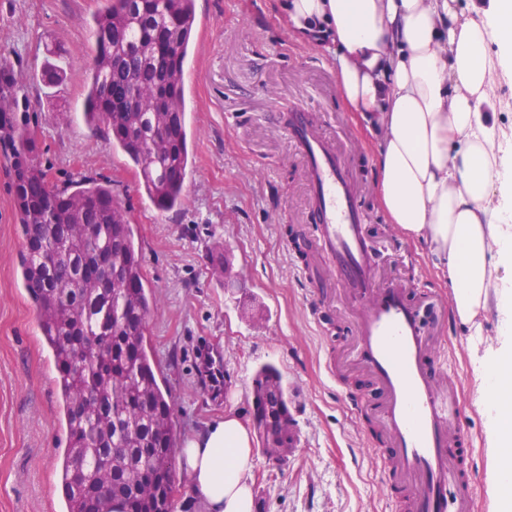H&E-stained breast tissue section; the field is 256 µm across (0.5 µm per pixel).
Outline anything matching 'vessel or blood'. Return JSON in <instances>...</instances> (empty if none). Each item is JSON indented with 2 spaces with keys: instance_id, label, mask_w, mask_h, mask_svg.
<instances>
[{
  "instance_id": "obj_1",
  "label": "vessel or blood",
  "mask_w": 512,
  "mask_h": 512,
  "mask_svg": "<svg viewBox=\"0 0 512 512\" xmlns=\"http://www.w3.org/2000/svg\"><path fill=\"white\" fill-rule=\"evenodd\" d=\"M288 134L304 158L311 207L330 283L360 305L358 359L385 393L381 413L391 451L382 471L405 512H469L477 476L466 462L470 433L454 392L442 391L408 294L376 282L372 248L344 164L312 128L306 112L288 116ZM196 364L210 374V395L224 397V353L206 347Z\"/></svg>"
}]
</instances>
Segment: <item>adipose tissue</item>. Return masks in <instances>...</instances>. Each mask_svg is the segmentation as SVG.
<instances>
[{
    "label": "adipose tissue",
    "instance_id": "ef3b65f1",
    "mask_svg": "<svg viewBox=\"0 0 512 512\" xmlns=\"http://www.w3.org/2000/svg\"><path fill=\"white\" fill-rule=\"evenodd\" d=\"M321 34L344 99L374 137L376 195L452 289L450 318L498 336L473 354L498 512H512V139L496 146L494 76L512 78V0L485 17L456 0H286ZM184 473L205 512H253V435L235 411L188 438Z\"/></svg>",
    "mask_w": 512,
    "mask_h": 512
}]
</instances>
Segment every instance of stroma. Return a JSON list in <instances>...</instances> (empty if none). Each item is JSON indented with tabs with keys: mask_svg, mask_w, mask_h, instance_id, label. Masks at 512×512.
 <instances>
[{
	"mask_svg": "<svg viewBox=\"0 0 512 512\" xmlns=\"http://www.w3.org/2000/svg\"><path fill=\"white\" fill-rule=\"evenodd\" d=\"M101 0H0V55L22 75L39 126V159L56 181H111L133 224L155 302L147 337L170 396L175 441L223 419L251 418L252 377L275 365L288 389L298 443L282 465L255 454L254 512H402L381 484L373 447L387 448L380 393L354 357L359 306L341 288L314 296L327 278L315 234L305 165L283 115L308 112L336 149L366 214L380 282L409 290L436 319L431 363L440 383L456 379L479 476L474 512H494L497 494L476 402L470 338L450 320V285L424 247L407 239L380 207L374 143L353 119L330 54L293 35L281 0H196V30L184 82L193 167L184 205L159 212L134 168L113 149L104 125L84 117L93 16ZM61 51L64 73L43 82L44 47ZM24 238L15 222L9 166L0 158V512H66L60 471L67 446L53 355L21 286ZM231 257L237 287L214 269ZM224 347L231 390L213 401L196 366L205 339ZM334 366L328 377L326 366ZM360 382L369 408L346 395Z\"/></svg>",
	"mask_w": 512,
	"mask_h": 512,
	"instance_id": "1",
	"label": "stroma"
}]
</instances>
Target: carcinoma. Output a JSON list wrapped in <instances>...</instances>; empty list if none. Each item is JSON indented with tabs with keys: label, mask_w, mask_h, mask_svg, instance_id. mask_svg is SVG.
Wrapping results in <instances>:
<instances>
[{
	"label": "carcinoma",
	"mask_w": 512,
	"mask_h": 512,
	"mask_svg": "<svg viewBox=\"0 0 512 512\" xmlns=\"http://www.w3.org/2000/svg\"><path fill=\"white\" fill-rule=\"evenodd\" d=\"M195 0H104L93 17L85 116L104 124L161 212L185 202L192 167L184 66ZM47 48L43 81L59 82ZM23 78L0 62V153L15 175L23 286L51 349L68 433L67 512H173L169 394L146 339L151 297L135 231L107 180L52 182ZM261 452L291 448L288 390L272 365L253 378Z\"/></svg>",
	"instance_id": "cac0c4a2"
}]
</instances>
